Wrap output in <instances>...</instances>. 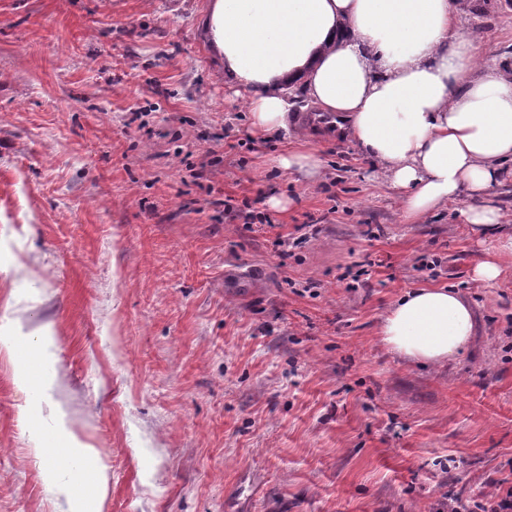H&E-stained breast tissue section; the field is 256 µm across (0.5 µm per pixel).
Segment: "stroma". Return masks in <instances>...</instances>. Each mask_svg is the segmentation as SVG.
<instances>
[{
	"label": "stroma",
	"instance_id": "1",
	"mask_svg": "<svg viewBox=\"0 0 512 512\" xmlns=\"http://www.w3.org/2000/svg\"><path fill=\"white\" fill-rule=\"evenodd\" d=\"M210 3L0 0V512H71L61 425L97 452L100 512H445L512 487V261L474 281L491 245L466 200L405 220L351 139L309 136L316 183L276 168L288 143L225 85ZM461 24L512 54V0ZM422 287L470 302L468 354L383 346Z\"/></svg>",
	"mask_w": 512,
	"mask_h": 512
}]
</instances>
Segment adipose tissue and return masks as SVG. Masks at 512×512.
<instances>
[{
	"label": "adipose tissue",
	"instance_id": "1",
	"mask_svg": "<svg viewBox=\"0 0 512 512\" xmlns=\"http://www.w3.org/2000/svg\"><path fill=\"white\" fill-rule=\"evenodd\" d=\"M470 0H213L203 20L230 86L247 92L252 127L291 136L292 90L338 115L379 178L418 219L469 201L466 222L494 242L475 264L494 284L512 257L497 191L512 176V66L461 26ZM470 303L447 288L407 291L380 325L385 348L419 366L467 351Z\"/></svg>",
	"mask_w": 512,
	"mask_h": 512
}]
</instances>
